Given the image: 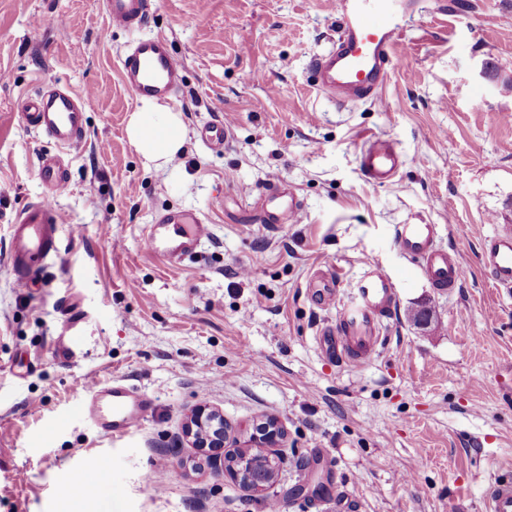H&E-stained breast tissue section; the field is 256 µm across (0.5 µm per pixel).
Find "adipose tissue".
Listing matches in <instances>:
<instances>
[{"label":"adipose tissue","instance_id":"1","mask_svg":"<svg viewBox=\"0 0 512 512\" xmlns=\"http://www.w3.org/2000/svg\"><path fill=\"white\" fill-rule=\"evenodd\" d=\"M127 133L139 154L151 162H169L184 146L180 115L151 100L133 114Z\"/></svg>","mask_w":512,"mask_h":512}]
</instances>
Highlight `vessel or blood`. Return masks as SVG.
Returning a JSON list of instances; mask_svg holds the SVG:
<instances>
[{
	"label": "vessel or blood",
	"mask_w": 512,
	"mask_h": 512,
	"mask_svg": "<svg viewBox=\"0 0 512 512\" xmlns=\"http://www.w3.org/2000/svg\"><path fill=\"white\" fill-rule=\"evenodd\" d=\"M109 29H121L133 36L120 57L124 86L138 100H172L182 84L183 63L172 52L166 38L143 35L150 0H103ZM339 32L336 40L312 62L314 87L325 97L341 103L367 101L378 94L394 65V48L403 33L406 13L388 0H336ZM94 104L92 90L76 94L65 87L43 91L21 99L16 110L23 122L53 140L62 153L80 150L85 140V114ZM232 136L226 123H213L200 131L203 144L212 149L224 146ZM407 159L388 141L376 139L361 153L360 168L377 183L392 181ZM38 177L49 190L39 201L24 205L14 218L11 242L12 267L19 285H26L32 272L44 265L55 250L60 216L52 195L65 183L60 156H43ZM282 201H268L262 207L267 224H291L301 219L303 206L292 190H284ZM179 228L173 238L167 226ZM207 231L201 213L192 209L159 215L145 236L147 251L166 264L178 263L192 254ZM394 241L401 253L418 261L427 280L443 292L459 288L465 268L453 250L437 242L433 224H399ZM481 260L493 284L512 289V231L492 233L483 240ZM312 298L336 308V318L318 333L323 350L338 363L354 368L366 365L379 345L383 321L394 313L395 290L391 279L379 268L368 269L355 283L348 297H341L335 279L314 281ZM91 401L80 410L92 418L105 435L117 438L146 422L153 412L150 398L138 394L123 380L91 383L86 387ZM486 512H512V471L488 479L483 492Z\"/></svg>",
	"instance_id": "b4317fda"
}]
</instances>
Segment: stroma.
<instances>
[{
	"label": "stroma",
	"mask_w": 512,
	"mask_h": 512,
	"mask_svg": "<svg viewBox=\"0 0 512 512\" xmlns=\"http://www.w3.org/2000/svg\"><path fill=\"white\" fill-rule=\"evenodd\" d=\"M148 33L184 62L168 103L182 154L154 167L126 127L140 106L102 0H0V512H483L484 483L512 470V294L493 286L481 241L512 229V0H415L380 98L340 104L313 86L311 61L338 30L336 0H151ZM57 83L96 91L86 145L64 157L56 251L15 287L12 221L46 189L19 99ZM230 123L223 149L201 128ZM394 139L407 162L367 181L360 149ZM304 214L263 224L256 205L281 186ZM193 208L208 232L169 266L144 235L158 212ZM434 224L467 267L452 294L433 288L393 240ZM378 264L396 314L360 369L316 344L336 316L312 300L316 274L342 289ZM427 304L429 327L411 309ZM78 342L75 357L62 356ZM120 378L154 401L124 437L79 410L88 379ZM200 405L221 411L230 448L275 418L285 459L273 495L241 488L183 435ZM107 478L91 498L79 464Z\"/></svg>",
	"instance_id": "1"
}]
</instances>
